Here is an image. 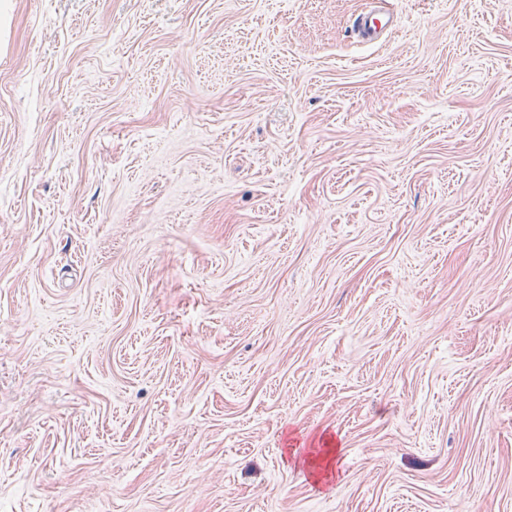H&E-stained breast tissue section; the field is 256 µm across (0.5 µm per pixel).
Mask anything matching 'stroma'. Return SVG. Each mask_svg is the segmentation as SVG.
<instances>
[{"label": "stroma", "mask_w": 512, "mask_h": 512, "mask_svg": "<svg viewBox=\"0 0 512 512\" xmlns=\"http://www.w3.org/2000/svg\"><path fill=\"white\" fill-rule=\"evenodd\" d=\"M0 512H512V0H10ZM394 27V17L376 8L358 17L353 23V29L357 36L368 43H376L386 39L392 33Z\"/></svg>", "instance_id": "stroma-1"}]
</instances>
